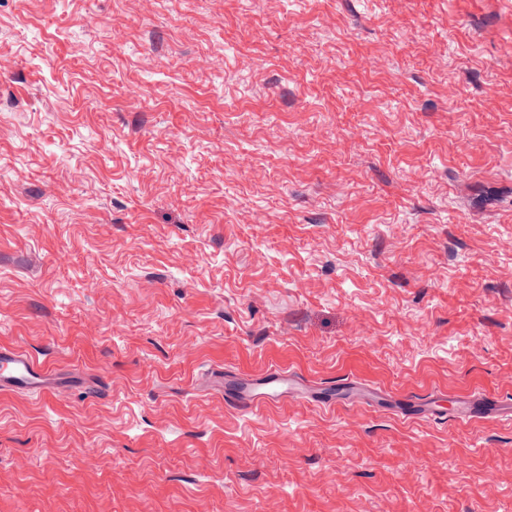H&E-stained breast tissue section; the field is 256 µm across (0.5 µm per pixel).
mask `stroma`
I'll use <instances>...</instances> for the list:
<instances>
[{
	"label": "stroma",
	"mask_w": 512,
	"mask_h": 512,
	"mask_svg": "<svg viewBox=\"0 0 512 512\" xmlns=\"http://www.w3.org/2000/svg\"><path fill=\"white\" fill-rule=\"evenodd\" d=\"M2 345L0 512H512V0H0ZM57 378L24 350L0 346V392L33 393L53 390ZM272 382L274 381L260 382L244 393L237 392L227 396L226 402L234 406L257 407L261 405L288 401V379L280 380V386L277 390L266 389L265 385H268ZM471 417L508 418L512 417V404L499 402L492 398H478L472 403Z\"/></svg>",
	"instance_id": "stroma-1"
}]
</instances>
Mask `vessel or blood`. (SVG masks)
I'll return each mask as SVG.
<instances>
[{"mask_svg": "<svg viewBox=\"0 0 512 512\" xmlns=\"http://www.w3.org/2000/svg\"><path fill=\"white\" fill-rule=\"evenodd\" d=\"M56 377L38 360L24 350L10 346H0V392H45L56 388ZM288 399L287 384L278 389H266L264 383L245 392L234 393L227 398L234 406L257 407ZM472 416L478 418H511L512 404L492 398L475 399L471 407Z\"/></svg>", "mask_w": 512, "mask_h": 512, "instance_id": "1", "label": "vessel or blood"}]
</instances>
